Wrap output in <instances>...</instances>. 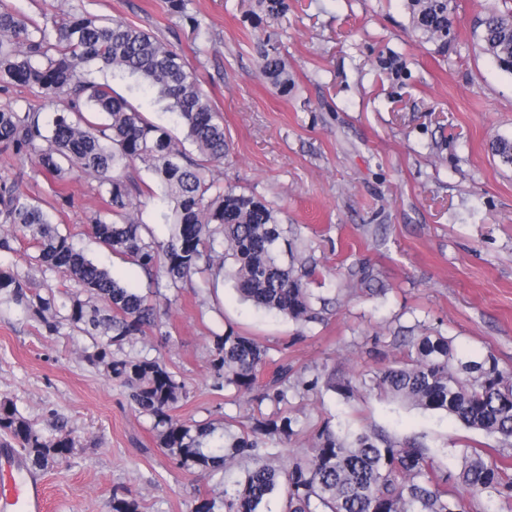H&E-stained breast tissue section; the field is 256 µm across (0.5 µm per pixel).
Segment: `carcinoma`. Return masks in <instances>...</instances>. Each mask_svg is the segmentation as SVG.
Wrapping results in <instances>:
<instances>
[{
  "instance_id": "cac0c4a2",
  "label": "carcinoma",
  "mask_w": 512,
  "mask_h": 512,
  "mask_svg": "<svg viewBox=\"0 0 512 512\" xmlns=\"http://www.w3.org/2000/svg\"><path fill=\"white\" fill-rule=\"evenodd\" d=\"M448 2L407 0L412 29L429 41L447 43ZM169 3L195 37L212 38L210 29L188 13L186 0ZM258 6L262 14L245 13L255 25L264 15L277 20L288 12L287 0H258ZM476 28L485 53L512 73V8L485 14ZM257 54L260 72L274 88L285 94L295 88L278 31L266 35ZM92 64L114 78L133 79L139 89L155 90L195 151L115 96L109 83L97 80ZM14 88L27 89L34 100L0 104V156L16 166L35 163L59 199L65 198L69 179L94 177L105 208L92 220V236L140 269L154 291L140 293L77 250L42 203L24 195L18 181L3 172L0 227L9 232L0 233V253L16 251L21 236L32 239L42 282L27 271L0 268V297L52 334L69 327L90 337L89 363L123 384L130 407L153 420L159 447L178 465L206 475L247 464L243 478L224 487V497L198 496L194 512H271L274 496L278 512H461L463 490L490 502L512 498V463L480 448L463 453L465 464L455 474L441 468L422 444L367 431L343 433L327 421L306 454L279 466L268 445H286L297 435L294 419L279 409L252 417L249 431L229 444L210 423L174 418L172 410L188 395L176 373L157 358L118 356L133 337L161 330L158 300L168 306L194 278L206 288L225 272L257 307L309 323L322 318L328 306L322 298L323 307L316 309L309 288L319 262L298 253L277 209L212 177L228 150L224 118L184 53L170 42L125 22L76 11L64 14L51 35L0 0V93ZM48 104L62 105L50 121L43 115ZM492 152L512 165V139H496ZM141 168L160 179L174 202L165 242L140 217L144 198L152 196L151 187L136 177ZM50 275L69 281L64 313ZM84 294L88 299H81ZM93 298L102 306L91 303ZM402 343V360L360 385L381 397L444 411L468 429L512 443V377L493 358L465 360L448 337L429 329L402 337ZM267 355L256 339L232 329L214 335L211 368L217 385L254 392L260 403L284 402L293 367L282 362L267 375ZM0 448L17 449L33 469L42 470L69 460L77 440L63 425L45 433L4 397ZM112 512H140V504L115 492Z\"/></svg>"
}]
</instances>
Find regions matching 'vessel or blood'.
Here are the masks:
<instances>
[{
    "label": "vessel or blood",
    "instance_id": "b4317fda",
    "mask_svg": "<svg viewBox=\"0 0 512 512\" xmlns=\"http://www.w3.org/2000/svg\"><path fill=\"white\" fill-rule=\"evenodd\" d=\"M0 512H45L41 483L8 448H0Z\"/></svg>",
    "mask_w": 512,
    "mask_h": 512
}]
</instances>
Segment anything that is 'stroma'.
<instances>
[{"label":"stroma","instance_id":"obj_1","mask_svg":"<svg viewBox=\"0 0 512 512\" xmlns=\"http://www.w3.org/2000/svg\"><path fill=\"white\" fill-rule=\"evenodd\" d=\"M51 24L75 10L134 24L182 49L224 115L229 152L214 174L246 188L280 212L298 245L319 262L312 285L328 299L324 318L304 325L240 301L233 284L183 290L161 332L126 344L130 355L163 360L185 382L175 409L188 422H229L232 433L253 414L271 413L247 393L219 389L210 366L213 336L225 329L258 338L272 360L292 365L313 390L289 393L285 411L298 434L279 459L304 454L324 419L423 442L441 468L459 471L465 446L512 447L469 430L439 411L392 403L359 388L343 398L322 386L395 365L400 336L418 326L451 338L467 357L494 356L512 372V166L491 151L512 138V74L484 54L478 16L504 0H453L447 51L415 33L405 0H288L283 37L296 88L280 94L259 74L254 51L276 20L244 21L255 0H192L214 38H195L166 0H9ZM116 95L151 121L183 130L154 92ZM58 224L113 276L148 293L146 277L91 235L103 210L92 177L72 179ZM366 266L371 280L350 277ZM92 341L64 329L48 335L9 303L0 304V397L39 427L65 424L78 441L67 462L39 472L45 512H112L113 491H127L140 512H192L200 495L220 497L240 468L203 477L157 445L150 417L135 413L118 382L91 366Z\"/></svg>","mask_w":512,"mask_h":512}]
</instances>
